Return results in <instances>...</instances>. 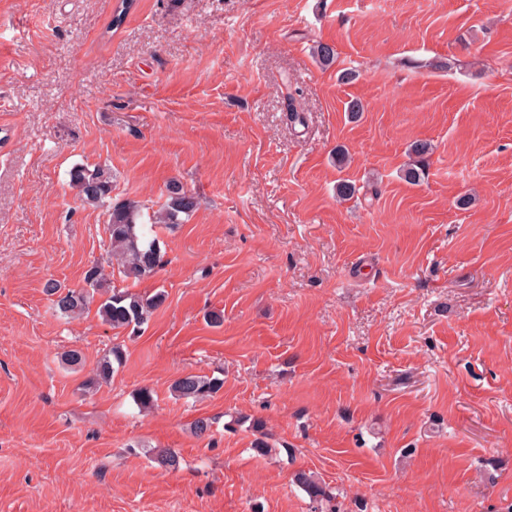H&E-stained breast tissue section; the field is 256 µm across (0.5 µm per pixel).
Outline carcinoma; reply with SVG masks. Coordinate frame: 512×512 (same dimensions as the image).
Wrapping results in <instances>:
<instances>
[{"instance_id": "obj_1", "label": "carcinoma", "mask_w": 512, "mask_h": 512, "mask_svg": "<svg viewBox=\"0 0 512 512\" xmlns=\"http://www.w3.org/2000/svg\"><path fill=\"white\" fill-rule=\"evenodd\" d=\"M135 3L136 0H118V6L112 16L113 29H118L124 23ZM312 53L317 62L325 68L336 62V49L329 43L315 42ZM430 150L431 145L426 141L418 140L410 146V152L415 156L416 163L405 170L404 178L407 182L416 184L420 181L421 162ZM70 177L84 201L95 206H107L110 250L123 276L136 281L152 277L160 267V246L158 239L151 234L145 224L140 222L141 205L131 200L107 202L112 193V171L107 167L98 166L93 169L76 167L71 171ZM196 205L193 195L185 192L178 184L172 183L168 187L165 204L153 215L154 223L177 224L179 215L190 216L195 211ZM85 282L87 284L85 288L64 291L55 281L49 280L44 286V292L51 297L56 310L61 315L69 317L82 312L94 297V292L104 288L105 277L102 269L93 266L87 270ZM164 299L165 294L162 290L144 295L114 290L101 301L98 313L105 323L114 328L139 326L163 303ZM122 362L121 350L117 347L112 348L110 353L97 361L94 375L89 378L85 386H96L109 380L115 372V366ZM221 385L222 382L217 378L186 374L174 381L172 389L180 398L198 400L217 392ZM295 481L311 501L316 503L332 501V494L315 475L299 472L295 475Z\"/></svg>"}]
</instances>
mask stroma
I'll list each match as a JSON object with an SVG mask.
<instances>
[{
    "mask_svg": "<svg viewBox=\"0 0 512 512\" xmlns=\"http://www.w3.org/2000/svg\"><path fill=\"white\" fill-rule=\"evenodd\" d=\"M116 3L0 0V512H315L300 470L337 512H507L512 0H137L113 31ZM99 164L113 200L197 201L150 279L70 182ZM93 266L166 298L135 329L61 316L46 281ZM187 373L224 384L181 399ZM431 150V145L427 141H415L410 146V152L417 158L415 161L416 164L410 165L405 170L404 178L408 183L416 184L420 181V175H421V162L424 159V157L429 153ZM123 362V354L118 347H112L109 354L102 356L96 364L94 375L85 383L86 387L96 386L109 380L115 372L114 363L119 367ZM295 481L304 490L312 502L330 503L335 497L327 490V487L311 472H299L295 475Z\"/></svg>",
    "mask_w": 512,
    "mask_h": 512,
    "instance_id": "obj_1",
    "label": "stroma"
}]
</instances>
